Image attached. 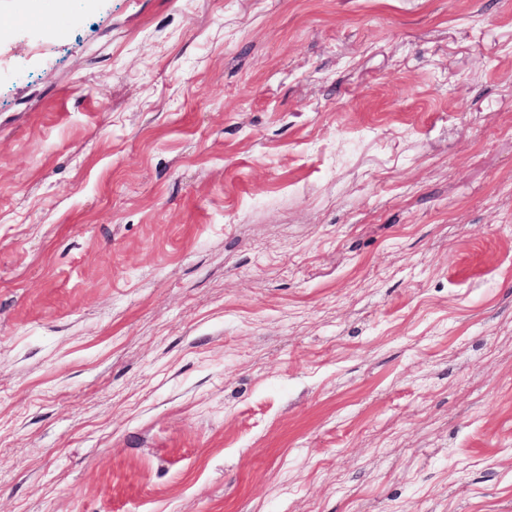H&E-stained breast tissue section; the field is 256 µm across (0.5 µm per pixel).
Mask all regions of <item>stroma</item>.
<instances>
[{
	"label": "stroma",
	"mask_w": 512,
	"mask_h": 512,
	"mask_svg": "<svg viewBox=\"0 0 512 512\" xmlns=\"http://www.w3.org/2000/svg\"><path fill=\"white\" fill-rule=\"evenodd\" d=\"M0 27V512H512V0Z\"/></svg>",
	"instance_id": "stroma-1"
}]
</instances>
